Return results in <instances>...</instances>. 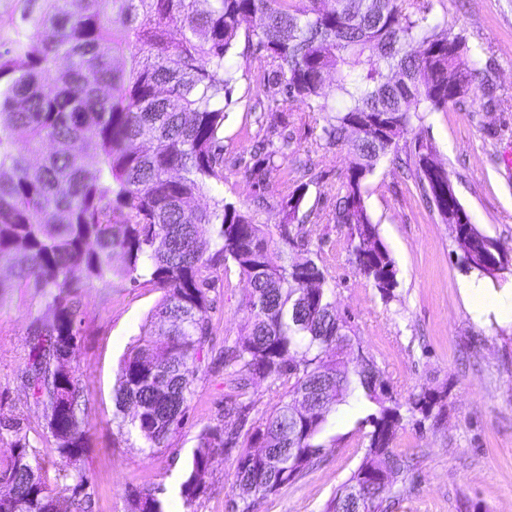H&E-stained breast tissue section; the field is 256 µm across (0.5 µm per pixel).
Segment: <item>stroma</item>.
<instances>
[{
  "mask_svg": "<svg viewBox=\"0 0 512 512\" xmlns=\"http://www.w3.org/2000/svg\"><path fill=\"white\" fill-rule=\"evenodd\" d=\"M434 14L480 54L499 98L489 104L476 94L449 104L447 111L425 114L400 139L397 156L386 157L367 180L368 212L397 269L392 298H383L358 272L350 228L333 220L351 159L348 146L326 145L322 113L301 112L299 104L263 91L266 71L259 54L227 60L237 79L224 119L223 192L241 205L267 197L270 205L258 220L275 236L282 222L276 200L304 186L302 245L293 257L327 268L336 314L349 328L353 349L371 360L399 403L424 391H446L441 421L408 415L395 435V451L411 458L413 468L393 486V512H512V322L491 313L475 318L463 298L464 288L477 281L491 292L512 295V267L494 278L466 269L450 226L428 207L407 167L416 141L431 142L472 224L512 250V168L505 164L512 154V0H439ZM274 130L290 136L286 159L258 186L245 168L255 162L257 142ZM246 293L236 271L219 276L211 314L214 342L200 357L188 419L166 450L150 456L138 438L117 435L112 389L120 361L162 293L118 275L85 289L73 364L89 400L85 465L97 512H124L129 492L157 488L169 510L180 505L184 512H229L238 494L235 455L214 457L206 492L193 507H184L179 485L199 429L235 424L224 416L229 388L222 349L240 334ZM43 313L27 288L13 289L0 301V414L20 419L32 435L42 431L44 420L25 372L31 329ZM373 411L363 403L361 417L343 428L328 416L320 458L275 494L248 496L252 512H325L363 460L366 417Z\"/></svg>",
  "mask_w": 512,
  "mask_h": 512,
  "instance_id": "35a3bbf8",
  "label": "stroma"
}]
</instances>
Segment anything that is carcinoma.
I'll return each instance as SVG.
<instances>
[{"instance_id":"cac0c4a2","label":"carcinoma","mask_w":512,"mask_h":512,"mask_svg":"<svg viewBox=\"0 0 512 512\" xmlns=\"http://www.w3.org/2000/svg\"><path fill=\"white\" fill-rule=\"evenodd\" d=\"M431 0H23L17 39L0 43V265L14 270L6 288H33L53 319L33 331L26 375L44 429L69 480L70 512H96L84 458L89 424L72 355L82 293L112 274L163 291L136 344L120 362L113 388L117 434L136 435L154 455L169 447L189 411L197 361L211 342L215 274L233 265L250 285L241 336L224 345L234 381L227 412L246 431L206 424L196 436L179 493L192 506L206 490L219 452L241 449L235 485L265 497L292 482L319 455L334 404L359 388L375 406L364 459L336 491L326 512H389L395 480L410 470L392 443L403 420L375 367H348L350 347L338 322L328 272L314 260L297 265L281 251L254 208L216 195L224 174V112L233 75L226 57L265 53L273 85L307 112L324 113L323 138L350 145L352 160L334 221L351 227L359 272L384 297L398 286L395 262L367 211L364 184L378 163L427 112H445L476 91L495 87L466 39L432 23ZM257 17L256 27L243 23ZM180 38L172 39L173 30ZM342 101L335 109L328 95ZM379 135L351 139L353 121ZM50 151L39 164L33 145ZM273 137L263 159L247 168L258 184L276 169ZM423 190L448 180L432 144L417 141ZM212 195V205L193 202ZM304 200L299 187L279 197L286 215L281 242L299 246L291 225ZM214 252L206 254L203 230ZM270 381L279 402L255 412L250 386ZM313 404L297 414L303 394ZM447 398L423 391L410 412L429 418ZM0 512H48L49 478L39 447L16 418H0ZM382 466L387 482L362 479ZM125 512H165L156 491L132 492Z\"/></svg>"}]
</instances>
